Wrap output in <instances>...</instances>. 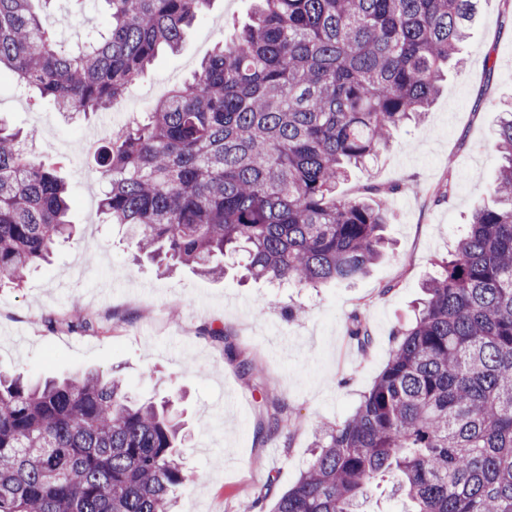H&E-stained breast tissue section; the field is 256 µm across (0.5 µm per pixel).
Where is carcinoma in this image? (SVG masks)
I'll use <instances>...</instances> for the list:
<instances>
[{
    "label": "carcinoma",
    "mask_w": 512,
    "mask_h": 512,
    "mask_svg": "<svg viewBox=\"0 0 512 512\" xmlns=\"http://www.w3.org/2000/svg\"><path fill=\"white\" fill-rule=\"evenodd\" d=\"M36 0H0V74L61 112L112 107L211 0H103L106 25L76 47ZM230 44L95 161L108 223L134 229L159 266L315 288L366 275L383 254L388 189L338 197L352 167L428 111L479 0H256ZM492 203L426 280L414 320L344 423L322 430L307 470L270 512H359L397 471L409 512H512V101L500 106ZM72 201L54 164L0 121V282L18 286L70 237ZM64 322L93 327L80 312ZM206 335L241 375L259 372L222 328ZM123 379L0 373V512H172L189 480L169 409Z\"/></svg>",
    "instance_id": "cac0c4a2"
}]
</instances>
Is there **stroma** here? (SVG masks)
Returning a JSON list of instances; mask_svg holds the SVG:
<instances>
[{"label":"stroma","instance_id":"stroma-1","mask_svg":"<svg viewBox=\"0 0 512 512\" xmlns=\"http://www.w3.org/2000/svg\"><path fill=\"white\" fill-rule=\"evenodd\" d=\"M254 0H213L189 28L176 53L160 54L119 105L90 115L58 111L47 99L17 95L0 78V117L34 139L40 160L60 164L75 199L78 231L49 264L21 287L0 288V372L64 377L75 371L116 373L132 396L153 400L178 393L186 427L182 450L190 476L177 492V512H270L265 487L282 494L312 459L319 430L343 422L386 365L394 332L414 318L422 285L437 260L453 250L475 203L489 201L500 160L493 148L496 105L512 98V0H481L464 53L468 66L449 75L423 122L401 128L369 172L354 173L340 193L373 183L393 187L386 201L394 219L385 229L390 254L354 283L320 288H272L241 283L237 261L225 259L223 279L184 267L165 275L135 259L125 226L99 211L103 184L92 151L112 129L148 111L188 80L219 42L248 19ZM492 57L493 70L482 61ZM452 183L446 197L435 187ZM301 304L304 316L282 308ZM80 307L93 322L77 334L47 328ZM358 315L371 333L367 349L350 334ZM220 327L243 356L261 367L245 379L204 336ZM278 415L281 428L267 421Z\"/></svg>","mask_w":512,"mask_h":512}]
</instances>
